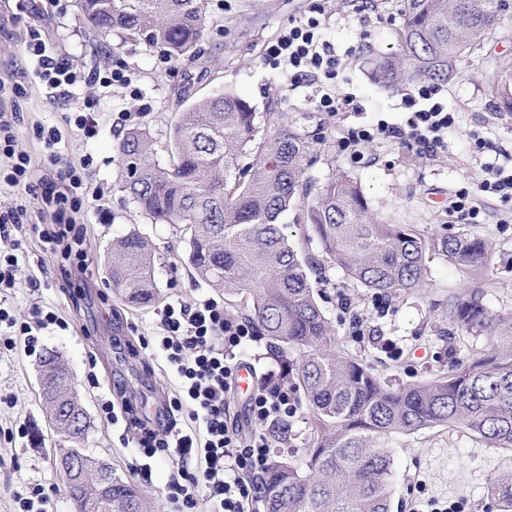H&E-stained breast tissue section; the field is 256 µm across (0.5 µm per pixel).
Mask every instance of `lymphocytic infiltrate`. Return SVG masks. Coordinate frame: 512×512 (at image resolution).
I'll list each match as a JSON object with an SVG mask.
<instances>
[{"label":"lymphocytic infiltrate","mask_w":512,"mask_h":512,"mask_svg":"<svg viewBox=\"0 0 512 512\" xmlns=\"http://www.w3.org/2000/svg\"><path fill=\"white\" fill-rule=\"evenodd\" d=\"M320 23L310 18L289 25L265 49V62L272 68L285 67L293 86L311 83L322 87L315 106L321 112H340L353 103L352 97L336 98L330 92L338 77L339 58L335 48L323 40ZM26 53L36 62V75L51 100L69 98L77 82L131 87L132 75L126 66L93 70L80 74L59 62L39 30H32ZM10 95L0 80V183L32 198L41 209L50 211L55 230L44 232L42 241L48 254H56L65 240L80 242V226L89 208L101 201L100 190L90 189L83 172L65 163L59 150L57 128L36 126L33 132L53 166L52 178L34 180L31 160L17 147L18 113L9 108ZM413 113L405 126L386 121L353 131L348 143L358 147L377 139L399 141L426 154L446 147L445 136L455 123V115L438 98L434 86L422 85L406 95ZM30 220L26 206L0 211V288L15 285V273L27 256L19 238ZM160 334L156 344L180 380L178 396L169 402V411L184 414L188 428L176 421L152 424L135 414L131 402L104 404L106 413L122 411L139 430L137 444L145 457L161 455L170 459L173 470L165 496L179 504L180 512H257L261 498L258 475L267 468L273 448L263 431L266 424H287L296 413L295 391L277 383L255 390L248 404L252 425L242 433L230 398L237 388L242 353L256 341L250 322L233 320L224 313L223 300L207 297L191 303L174 301L161 311Z\"/></svg>","instance_id":"lymphocytic-infiltrate-1"}]
</instances>
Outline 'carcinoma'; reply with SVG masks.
I'll use <instances>...</instances> for the list:
<instances>
[{"instance_id":"cac0c4a2","label":"carcinoma","mask_w":512,"mask_h":512,"mask_svg":"<svg viewBox=\"0 0 512 512\" xmlns=\"http://www.w3.org/2000/svg\"><path fill=\"white\" fill-rule=\"evenodd\" d=\"M93 30L118 31L179 59L192 57L206 28L205 0H79ZM512 0H404L399 53L379 64L392 86L408 76L444 83L464 52L483 43ZM491 88L498 109L512 114V68ZM277 133L256 141L255 112L229 89L188 104L171 129L172 159L160 165L143 128L125 133L120 151L124 188L154 224L181 228L190 265L250 310L261 333L283 354L312 350L297 368V384L311 406L316 436L305 469L273 460L261 481L266 512H390L394 434L446 426L465 430L492 448L512 451V321L492 317L473 296L452 301L448 319L466 333L507 335L448 376L390 389L359 361L336 353V337L317 303L299 249L289 243L280 216L310 193L304 178L310 135L272 117ZM305 221L330 262L362 287L382 296L409 293L426 282L428 263L439 255L474 270L487 257L483 239L427 236L408 224H385L369 213L357 183L339 177L318 188ZM113 291L137 305L158 293L150 245L137 233L112 243L108 259ZM40 367L52 383L44 399L46 419L56 421L67 443L76 434L73 381L54 351ZM84 473L61 472L70 499L90 512L107 500L99 458L86 454ZM499 512H512V471L490 481ZM112 512H155L152 497L134 481L112 484Z\"/></svg>"}]
</instances>
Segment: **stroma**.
<instances>
[{
	"label": "stroma",
	"mask_w": 512,
	"mask_h": 512,
	"mask_svg": "<svg viewBox=\"0 0 512 512\" xmlns=\"http://www.w3.org/2000/svg\"><path fill=\"white\" fill-rule=\"evenodd\" d=\"M374 3L367 9L363 0H206L207 23L198 57L169 61L163 49L118 32L92 42L78 0H59L44 18L18 10L16 0H0V78L21 89L13 104L20 114L19 149L30 156L36 176L50 174L33 127H58L60 150L68 163L84 166V159L92 158L85 175L91 186L103 189L102 204L110 213L106 224L93 211L85 221L78 250L93 287L82 299L60 287L63 257L44 256L37 233L30 229L24 239L29 259L16 273L17 288L5 292L0 303L21 321L31 320L37 306L66 321V328L46 330L42 343L44 349L58 351L71 372L91 422L86 446L114 473L147 487L160 512H173L163 493L169 462L156 458L147 473H132L130 464L139 450L123 442V424L113 423L102 403L109 385L117 382L139 397L148 394L164 401L175 395L178 382L161 352L151 347L134 356L127 346L156 336L158 313L166 303L216 298L220 292L194 276L181 232L140 215L122 189L124 166L117 144L126 129L116 119L119 113L136 111L139 102L122 87L83 83L74 86L70 101L50 102L34 73V61L25 54L29 33L40 29L56 56L81 71L127 65L143 102L150 106L136 124L149 131L159 163L169 161L170 132L179 112L190 100L224 87L250 102L259 133H268L270 114L283 113L290 125L319 135L306 171L312 182L321 185L346 175L357 182L371 213L385 223L484 239L488 255L480 271L437 256L424 288L379 300L331 263L318 243H305L300 209L281 216L284 234L309 263L310 281L337 349L396 389L447 375L453 365L487 348V336L450 324L452 300L475 292L489 314L512 316V201L477 189L486 163L512 154V114L498 111L490 93L503 65H512V15L471 49L452 79L439 86L440 98L456 117L447 150L423 155L378 139L362 145L355 157L342 147L349 133L381 119L405 125L409 111L402 100L415 88L411 81L386 88L373 74L375 60L396 54L403 22V0ZM308 17L319 19L323 38L339 56L335 92L354 98L352 108L344 112L317 111V85L290 87L287 75L264 61L266 45L291 23ZM87 100L101 123L92 139L65 121ZM464 189L472 192L480 210L477 221L465 220L448 207L450 197ZM131 232L148 238L153 249L158 299L146 307L125 303L110 285L106 257L113 240ZM33 277L41 282L39 290L27 286ZM40 359V354L28 353L20 336L11 348L0 349V512H15L13 492L35 484L53 498L56 512H73L56 466L64 444L49 429L42 409ZM23 422L30 425L25 436L17 432ZM314 430L312 411L306 400H299L286 439L275 445L276 455L304 465ZM389 450L395 469L391 512H431L437 501L461 503L463 512H497L489 482L496 472L512 468V452L448 427L395 435Z\"/></svg>",
	"instance_id": "stroma-1"
}]
</instances>
